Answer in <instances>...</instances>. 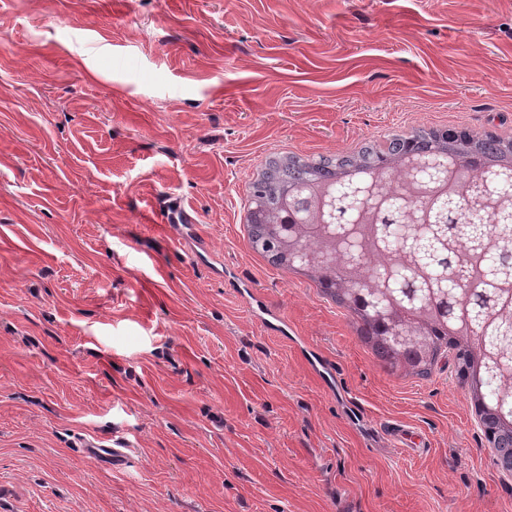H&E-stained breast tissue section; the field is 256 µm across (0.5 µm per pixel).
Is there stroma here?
I'll return each instance as SVG.
<instances>
[{"instance_id": "1", "label": "stroma", "mask_w": 512, "mask_h": 512, "mask_svg": "<svg viewBox=\"0 0 512 512\" xmlns=\"http://www.w3.org/2000/svg\"><path fill=\"white\" fill-rule=\"evenodd\" d=\"M0 36V512H512L449 369L390 380L236 221L263 149L512 127V0H0Z\"/></svg>"}]
</instances>
